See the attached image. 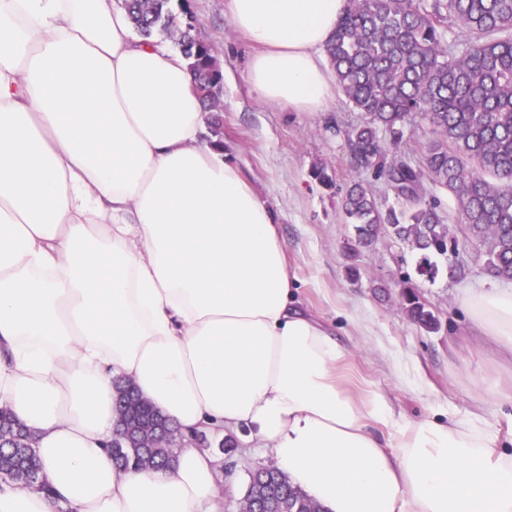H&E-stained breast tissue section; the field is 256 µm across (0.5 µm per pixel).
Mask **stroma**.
Wrapping results in <instances>:
<instances>
[{"mask_svg":"<svg viewBox=\"0 0 512 512\" xmlns=\"http://www.w3.org/2000/svg\"><path fill=\"white\" fill-rule=\"evenodd\" d=\"M225 0H189L201 38L218 52L224 77V154L256 194L276 214L288 245V261L298 280L299 299L313 315L337 332L346 352L342 373L357 394L378 391L391 397L403 419L416 421L452 411L457 418L480 415L512 448V392H482L475 376L484 372L512 383V356L488 339L473 335L460 306L464 289L496 287L468 243L465 279L418 280L421 299L438 317L441 329L429 333L413 323L399 301V280L406 269L407 246L382 236L359 256L344 245L354 233L340 210L346 187L370 185L382 208L395 206L381 181L355 169L346 132L362 116L340 90H332L323 111L294 112L261 100L246 80L254 46L224 13ZM326 168L331 188L311 176ZM357 265L359 280L347 268Z\"/></svg>","mask_w":512,"mask_h":512,"instance_id":"35a3bbf8","label":"stroma"}]
</instances>
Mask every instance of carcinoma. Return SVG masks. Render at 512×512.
<instances>
[{
	"mask_svg": "<svg viewBox=\"0 0 512 512\" xmlns=\"http://www.w3.org/2000/svg\"><path fill=\"white\" fill-rule=\"evenodd\" d=\"M133 28L143 37L170 40L195 76L204 107L218 101L222 73L209 45L179 24L187 0H123ZM453 25H448V19ZM512 0H347L324 45L336 82L363 121L347 142L353 163L384 180L398 207L382 209L371 189L352 183L340 198L353 224L352 252L387 235L408 247L415 273L433 280L448 253L465 242L450 233L433 190L451 193L468 239L482 246L486 273L512 282ZM450 37H445V34ZM420 116L433 138L413 163L404 146L411 121ZM408 317L427 332L439 319L421 300L410 275L399 283ZM116 407L130 428L114 437L117 465L168 469L173 444H155L156 415L139 404L131 384L115 383ZM13 446L0 449V478L45 489L30 435L0 411V432ZM243 499L256 512L326 510L274 465L249 473Z\"/></svg>",
	"mask_w": 512,
	"mask_h": 512,
	"instance_id": "carcinoma-1",
	"label": "carcinoma"
}]
</instances>
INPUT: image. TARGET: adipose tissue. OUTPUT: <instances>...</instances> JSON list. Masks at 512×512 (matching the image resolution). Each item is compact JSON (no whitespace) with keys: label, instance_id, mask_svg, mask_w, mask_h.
Returning a JSON list of instances; mask_svg holds the SVG:
<instances>
[{"label":"adipose tissue","instance_id":"obj_1","mask_svg":"<svg viewBox=\"0 0 512 512\" xmlns=\"http://www.w3.org/2000/svg\"><path fill=\"white\" fill-rule=\"evenodd\" d=\"M346 4L225 0L261 99L324 109L317 51ZM204 126L181 54L134 37L118 0H0V408L51 488L1 480L0 512H224L223 455L187 440L166 471L113 462L118 377L187 437L250 427L243 447L326 512H512L488 422L350 393L273 209ZM461 304L512 354V291Z\"/></svg>","mask_w":512,"mask_h":512}]
</instances>
